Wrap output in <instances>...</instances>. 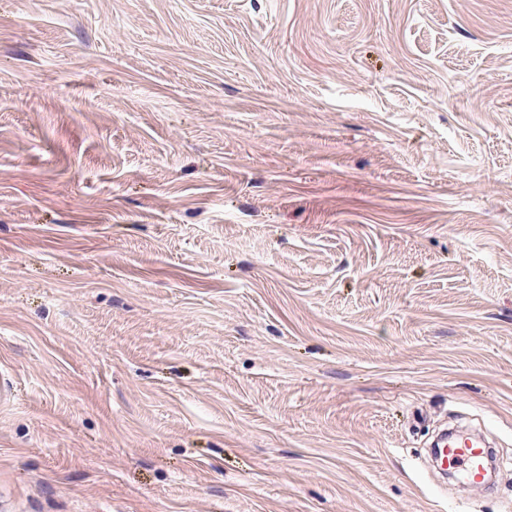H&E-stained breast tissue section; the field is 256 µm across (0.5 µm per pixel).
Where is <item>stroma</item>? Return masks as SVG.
Returning a JSON list of instances; mask_svg holds the SVG:
<instances>
[{"instance_id":"35a3bbf8","label":"stroma","mask_w":512,"mask_h":512,"mask_svg":"<svg viewBox=\"0 0 512 512\" xmlns=\"http://www.w3.org/2000/svg\"><path fill=\"white\" fill-rule=\"evenodd\" d=\"M0 375V512H512V0H0ZM434 448H439L437 456L440 457L445 475L449 469L474 479L483 477L487 448H483L482 443L456 437L449 441L446 439L442 444L437 443Z\"/></svg>"}]
</instances>
